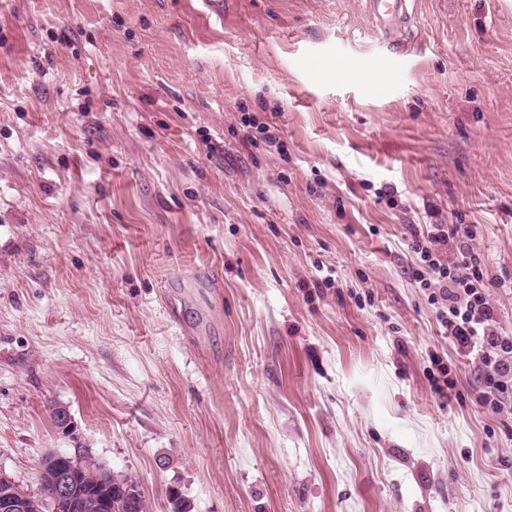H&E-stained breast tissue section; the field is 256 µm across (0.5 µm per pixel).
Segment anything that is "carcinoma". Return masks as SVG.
Instances as JSON below:
<instances>
[{
	"label": "carcinoma",
	"instance_id": "carcinoma-1",
	"mask_svg": "<svg viewBox=\"0 0 512 512\" xmlns=\"http://www.w3.org/2000/svg\"><path fill=\"white\" fill-rule=\"evenodd\" d=\"M79 483L90 497L109 496L112 512H147L139 484L123 474L107 471L90 455L81 464Z\"/></svg>",
	"mask_w": 512,
	"mask_h": 512
}]
</instances>
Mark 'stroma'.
Masks as SVG:
<instances>
[{
	"label": "stroma",
	"instance_id": "obj_1",
	"mask_svg": "<svg viewBox=\"0 0 512 512\" xmlns=\"http://www.w3.org/2000/svg\"><path fill=\"white\" fill-rule=\"evenodd\" d=\"M406 38L365 0H0L1 471L35 494L85 452L148 512H512V398L478 403L408 230L474 225L512 332V0H415ZM429 361L432 368L428 370V375L433 390L441 397H450L452 390L457 386V378L439 356L429 355Z\"/></svg>",
	"mask_w": 512,
	"mask_h": 512
}]
</instances>
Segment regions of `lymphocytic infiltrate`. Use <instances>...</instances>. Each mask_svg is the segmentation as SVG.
<instances>
[{"mask_svg":"<svg viewBox=\"0 0 512 512\" xmlns=\"http://www.w3.org/2000/svg\"><path fill=\"white\" fill-rule=\"evenodd\" d=\"M410 234L411 249L421 264L413 276L428 290L444 336L480 370L479 404L498 411L512 394V336L497 326L484 266L469 246L474 230L465 224H432L423 231L411 229ZM453 242L459 252L455 258L448 253Z\"/></svg>","mask_w":512,"mask_h":512,"instance_id":"f902f5d3","label":"lymphocytic infiltrate"}]
</instances>
